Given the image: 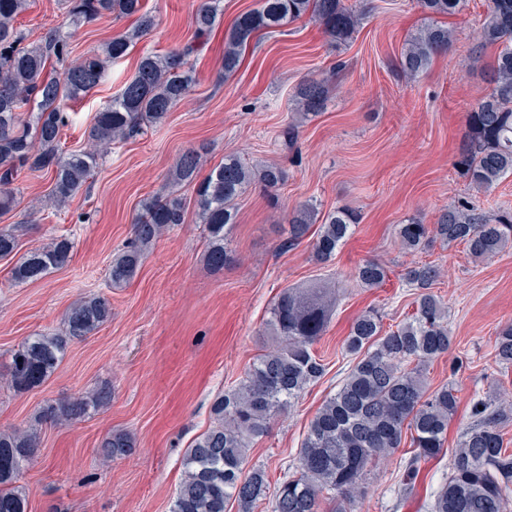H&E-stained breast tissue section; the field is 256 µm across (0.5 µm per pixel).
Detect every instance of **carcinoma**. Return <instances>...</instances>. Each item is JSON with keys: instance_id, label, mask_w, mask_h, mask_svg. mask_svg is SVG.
Masks as SVG:
<instances>
[{"instance_id": "1", "label": "carcinoma", "mask_w": 512, "mask_h": 512, "mask_svg": "<svg viewBox=\"0 0 512 512\" xmlns=\"http://www.w3.org/2000/svg\"><path fill=\"white\" fill-rule=\"evenodd\" d=\"M464 2L419 0L432 18L455 15ZM28 6L29 0H0V215L15 205L13 184L25 168L50 173L49 200L54 205L65 203L82 189L112 145L132 137L147 123L161 122L194 83L182 53L145 52L135 75L94 117L91 137L96 149L63 153L58 142L69 123L70 103L94 90L112 64L124 58L155 22L143 11V0H68L70 25L112 13L136 17L128 32L74 58L70 33L61 25L23 45L26 36L17 27V18ZM221 12V0H202L193 19L196 34L208 35ZM303 17L320 23L340 43L352 38L360 20L345 0H263L260 9L240 16L231 30L224 47V74L237 69L243 48L255 34L275 32ZM453 38L454 30L444 24L418 30L407 39L398 67L410 75L426 70ZM478 38L481 45L500 51L492 62L493 87L468 113V132L457 165L469 184L481 191L512 175V0H489ZM328 84L329 79L322 78L298 85V117L282 131L288 144L297 138L298 119L324 109ZM204 163L199 151L186 152L171 180L194 181ZM256 180L275 188L284 180V172L275 165L254 168L237 157H227L198 185L196 205L207 240L203 257L215 270L233 260L227 237L230 225L236 223V202ZM185 208L182 198L173 194L146 205L132 225L130 241L112 257V286H122L136 276L151 246L171 227L184 223ZM316 223L313 256L327 261L351 236L356 216L338 207L321 218L313 205L303 204L288 217V245L301 243ZM396 236L407 251L439 238L464 244L474 258H487L512 247V214L490 216L477 202L459 200L434 224L411 220L396 225ZM18 246L15 230L0 228V257L17 253ZM71 251L72 243L66 238L28 251L12 268V279L18 284L39 280L66 266ZM385 277L386 270L377 261L356 270L357 281L365 288L379 287ZM438 277V268L431 264L405 273L406 282L418 293L414 313L396 329L384 330L382 316L373 308L355 319L345 344L354 364L308 423L295 472L272 493L265 468L249 465L248 452L277 416L325 374L313 345L336 307L335 292L326 283L284 291L265 322L271 346L255 358L238 384L215 399L210 427L187 449L170 512H227L231 501L237 504V512H257L270 497L272 512H353L354 501L368 493L371 468L400 448L405 430L411 434L413 455L406 465L404 491H413L420 462L443 454L448 423L459 403L453 384L432 390L426 379L427 364L453 344L446 307L431 291ZM111 314L104 297L78 299L61 331L24 339L0 381L18 392L43 383L69 343L95 332ZM495 351L498 363L512 365V325L498 333ZM111 399L112 390L100 386L46 406L29 425L0 432V512H28V496L20 479L41 445L40 425L84 418ZM497 400L493 393L473 403L472 422L461 433L448 477L435 492L429 512H512V450L504 447L500 430V424L512 418V401L498 406ZM133 448L132 435L115 430L101 440L98 453L102 460L112 461Z\"/></svg>"}]
</instances>
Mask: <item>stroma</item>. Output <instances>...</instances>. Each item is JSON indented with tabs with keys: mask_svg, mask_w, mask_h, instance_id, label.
I'll list each match as a JSON object with an SVG mask.
<instances>
[{
	"mask_svg": "<svg viewBox=\"0 0 512 512\" xmlns=\"http://www.w3.org/2000/svg\"><path fill=\"white\" fill-rule=\"evenodd\" d=\"M202 0H144L155 26L113 65L103 82L73 105L61 134L63 152L91 143L93 118L131 77L143 52L195 44L185 62L195 82L161 124L113 145L88 184L62 207L37 208L52 180L22 172L13 209L0 228H16L21 250L66 237L68 265L44 278L15 284L14 258H0V370L27 337L61 330L79 297L98 294L112 307L94 333L69 344L55 372L40 386L18 392L0 383V431L33 423L40 409L109 386L103 409L66 425H44L42 444L22 483L29 512H170L183 477V458L211 424L217 396L238 383L271 340L264 333L270 305L286 289L327 281L336 286V311L315 350L324 376L257 439L250 464L266 469L271 485L297 457L306 427L341 384L351 362L345 339L355 318L375 307L385 327L407 319L414 290L408 268L431 263L441 276L432 291L448 309L452 349L429 363L431 387L453 383L459 407L448 425L455 450L471 423V406L496 389L512 395V366L495 361L498 332L512 324V248L490 259L471 257L462 244L431 240L415 252L401 248L397 224L414 217L435 223L448 204L477 201L490 213L512 211V176L486 191L474 190L457 160L467 133L466 115L490 91L488 65L496 50L480 47L476 31L488 0H465L450 17L454 40L424 72L411 76L396 65L403 45L429 18L417 0H346L363 21L353 38L334 43L321 25L304 18L248 44L233 75L223 68L224 41L237 19L259 0H223L212 33L196 39L193 16ZM65 18L62 0H29L18 22L37 40ZM131 19L116 15L72 30L75 55L122 34ZM330 76L326 108L303 121L294 145L280 139L294 92L306 79ZM203 147L214 166L235 155L253 166L277 164L285 172L275 189L249 186L237 201L228 233L233 261L215 271L203 260L206 238L194 205L196 184L170 174L187 151ZM173 192L187 201L185 221L149 250L135 278L111 287L108 267L132 236L145 202ZM310 203L320 213L352 209V236L329 261L316 262L309 243L287 248L289 214ZM382 263L384 283L365 288L357 268ZM133 433L130 455L103 462L101 439L115 430ZM411 441L373 468L368 495L354 512H428L450 460L422 463L413 492L404 490Z\"/></svg>",
	"mask_w": 512,
	"mask_h": 512,
	"instance_id": "35a3bbf8",
	"label": "stroma"
}]
</instances>
